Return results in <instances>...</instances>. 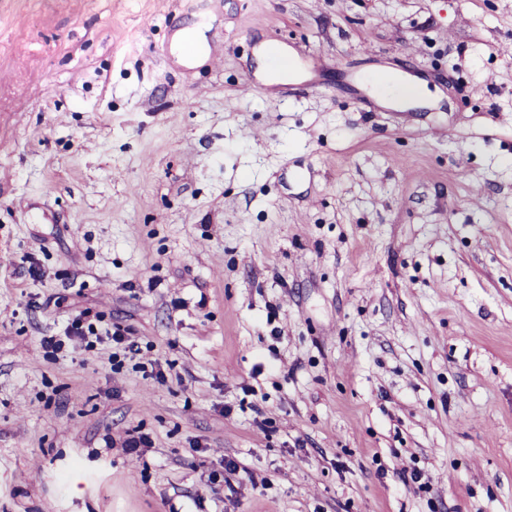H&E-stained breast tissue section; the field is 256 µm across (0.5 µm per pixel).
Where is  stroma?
Returning <instances> with one entry per match:
<instances>
[{
  "mask_svg": "<svg viewBox=\"0 0 512 512\" xmlns=\"http://www.w3.org/2000/svg\"><path fill=\"white\" fill-rule=\"evenodd\" d=\"M263 43L302 73L251 92ZM506 44L512 0H0V512H512ZM364 82L384 106L411 107L431 101L428 91L416 78L389 68L366 76Z\"/></svg>",
  "mask_w": 512,
  "mask_h": 512,
  "instance_id": "35a3bbf8",
  "label": "stroma"
}]
</instances>
